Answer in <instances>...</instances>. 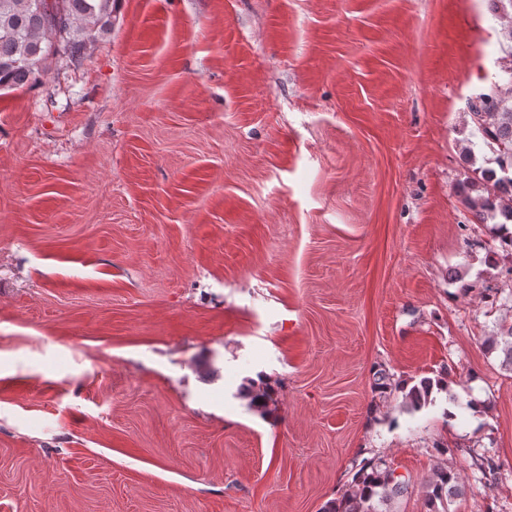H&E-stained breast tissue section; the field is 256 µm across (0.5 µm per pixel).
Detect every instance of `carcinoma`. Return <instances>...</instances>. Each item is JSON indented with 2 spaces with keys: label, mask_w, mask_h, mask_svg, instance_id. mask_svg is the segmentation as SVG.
<instances>
[{
  "label": "carcinoma",
  "mask_w": 512,
  "mask_h": 512,
  "mask_svg": "<svg viewBox=\"0 0 512 512\" xmlns=\"http://www.w3.org/2000/svg\"><path fill=\"white\" fill-rule=\"evenodd\" d=\"M57 2L61 23L52 27L34 0H0V92L37 83L47 61L54 56L80 63L88 44L111 32L115 0ZM502 72L507 75L505 85L496 82L477 94L482 110L469 112L481 142L492 154L491 166L468 182L476 192L469 198V206L477 219L499 224V248L487 251L490 261L500 250L512 252V65L503 67ZM484 344L488 352L502 353V365L512 371V323L500 324ZM447 388L443 377H422L410 386L383 368L373 372V390L379 397L401 398L410 413L432 405L433 392ZM252 402L265 413L277 408L276 394L270 387L260 390ZM472 466L488 482L499 470L498 460L487 453L472 457ZM409 485L387 459L375 456L360 465L348 487L325 512H388L390 502L408 492ZM462 494L456 474L446 467L437 468L426 483L427 512H439L438 505Z\"/></svg>",
  "instance_id": "carcinoma-1"
}]
</instances>
